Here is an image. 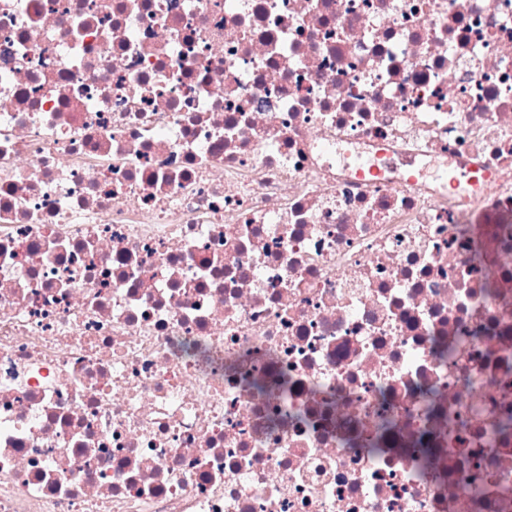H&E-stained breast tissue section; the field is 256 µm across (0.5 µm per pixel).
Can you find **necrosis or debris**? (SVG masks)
<instances>
[{
	"label": "necrosis or debris",
	"mask_w": 512,
	"mask_h": 512,
	"mask_svg": "<svg viewBox=\"0 0 512 512\" xmlns=\"http://www.w3.org/2000/svg\"><path fill=\"white\" fill-rule=\"evenodd\" d=\"M0 512H512V0H0Z\"/></svg>",
	"instance_id": "4bbe7bcc"
}]
</instances>
